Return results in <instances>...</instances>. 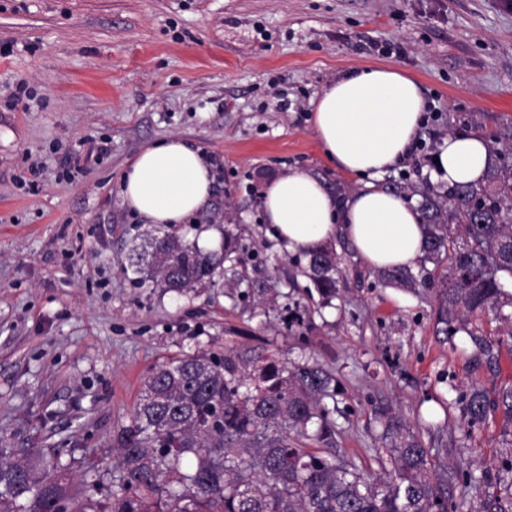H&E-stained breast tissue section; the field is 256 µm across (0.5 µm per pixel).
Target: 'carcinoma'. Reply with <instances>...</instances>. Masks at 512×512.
Listing matches in <instances>:
<instances>
[{
    "instance_id": "obj_1",
    "label": "carcinoma",
    "mask_w": 512,
    "mask_h": 512,
    "mask_svg": "<svg viewBox=\"0 0 512 512\" xmlns=\"http://www.w3.org/2000/svg\"><path fill=\"white\" fill-rule=\"evenodd\" d=\"M485 184L458 185L445 199L426 198V261L445 259L448 272L437 283V323L448 338L465 330L468 317L492 312L512 325V294L501 278L512 277V132L492 150ZM238 238L224 230V252L216 257L169 231L146 232L129 255L135 282L181 294L224 279L232 288L240 273ZM304 275L325 299L336 297V252L323 246L303 253ZM281 261L251 280L261 302L275 301ZM382 277L410 287H430L410 270H385ZM306 310L285 306L281 321L291 331L305 325ZM337 383L322 365H288L280 353L252 348L209 350L172 358L146 377L131 424L119 436L111 488L96 498L97 486L74 483L73 473L95 463L64 458L54 448H0V512H55L70 500L72 512H463L448 498V485L465 479L484 497L482 512H512L502 492L512 490V462L495 475L462 477L433 463L401 418L380 407L377 416L390 436L378 457L384 478L352 462H338L326 444L336 434ZM512 419V387L497 402L472 385L463 417L473 427L490 409ZM307 439L317 448H304Z\"/></svg>"
}]
</instances>
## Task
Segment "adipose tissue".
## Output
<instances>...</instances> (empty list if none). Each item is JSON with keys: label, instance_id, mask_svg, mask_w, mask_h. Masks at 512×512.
I'll list each match as a JSON object with an SVG mask.
<instances>
[{"label": "adipose tissue", "instance_id": "ef3b65f1", "mask_svg": "<svg viewBox=\"0 0 512 512\" xmlns=\"http://www.w3.org/2000/svg\"><path fill=\"white\" fill-rule=\"evenodd\" d=\"M425 120L418 84L388 65L352 70L328 83L314 101L311 123L326 157L364 188L338 200L309 172L271 179L262 208L272 236L289 252L322 245L343 233L369 268H405L424 252L422 215L414 203L375 181L410 152ZM489 162L478 136H449L434 178L446 187L477 183ZM214 181L201 148L172 138L143 148L125 170L123 205L149 224L180 225L206 207Z\"/></svg>", "mask_w": 512, "mask_h": 512}]
</instances>
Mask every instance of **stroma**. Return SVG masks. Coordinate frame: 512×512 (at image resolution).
I'll list each match as a JSON object with an SVG mask.
<instances>
[{"label": "stroma", "instance_id": "35a3bbf8", "mask_svg": "<svg viewBox=\"0 0 512 512\" xmlns=\"http://www.w3.org/2000/svg\"><path fill=\"white\" fill-rule=\"evenodd\" d=\"M0 448L63 449L116 462L148 372L199 349L246 345L314 356L336 377L337 457L382 472L379 404H390L434 461L475 476L512 461V424L495 411L467 427L461 397L512 385V337L479 353L470 333H438L428 288L383 281L345 238L338 296L305 277L276 302L216 283L183 295L124 273L147 226L118 184L147 144L178 137L213 164L205 211L179 231L200 248L225 231L250 251L267 233L266 181L302 168L338 198L362 188L311 127L313 101L353 69L391 65L427 102L409 155L379 187L441 197L432 161L448 135L496 146L512 128V0H0ZM25 83L28 97L14 92ZM309 306L307 342L277 332L287 298Z\"/></svg>", "mask_w": 512, "mask_h": 512}]
</instances>
